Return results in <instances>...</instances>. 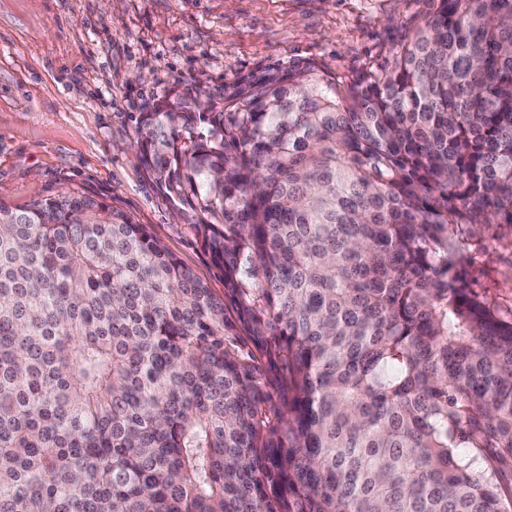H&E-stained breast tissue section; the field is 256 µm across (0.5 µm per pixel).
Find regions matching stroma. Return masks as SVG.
<instances>
[{"label":"stroma","instance_id":"stroma-1","mask_svg":"<svg viewBox=\"0 0 512 512\" xmlns=\"http://www.w3.org/2000/svg\"><path fill=\"white\" fill-rule=\"evenodd\" d=\"M431 0H0V202L82 191L166 248L238 314L201 236L137 149L141 114L312 60L352 76L391 64ZM471 276L512 300V251L486 238Z\"/></svg>","mask_w":512,"mask_h":512}]
</instances>
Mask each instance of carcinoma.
<instances>
[{"label":"carcinoma","mask_w":512,"mask_h":512,"mask_svg":"<svg viewBox=\"0 0 512 512\" xmlns=\"http://www.w3.org/2000/svg\"><path fill=\"white\" fill-rule=\"evenodd\" d=\"M433 6L382 70L142 113L277 397L146 225L0 202V512H512V306L467 277L512 225V0ZM242 330H240L241 336H244L246 338V341L248 345L251 347V349L254 351L255 355L259 359L262 368L265 370L267 385L271 389V391L274 393L280 390L281 385V373L279 369L272 364H270L266 357L261 355V351L257 349L256 345L254 344V338L251 336V331L247 328L246 325L241 322Z\"/></svg>","instance_id":"carcinoma-1"}]
</instances>
